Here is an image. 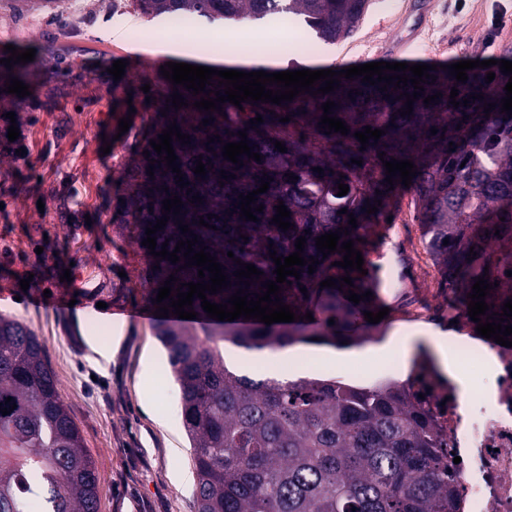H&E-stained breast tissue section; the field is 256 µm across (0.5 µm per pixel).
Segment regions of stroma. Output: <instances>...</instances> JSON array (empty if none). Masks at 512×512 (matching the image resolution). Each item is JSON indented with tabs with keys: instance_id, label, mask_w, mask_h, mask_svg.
<instances>
[{
	"instance_id": "35a3bbf8",
	"label": "stroma",
	"mask_w": 512,
	"mask_h": 512,
	"mask_svg": "<svg viewBox=\"0 0 512 512\" xmlns=\"http://www.w3.org/2000/svg\"><path fill=\"white\" fill-rule=\"evenodd\" d=\"M416 0H369L352 36L333 44L315 38L303 24L289 22L287 50L275 43L229 36L227 29L197 19L191 37L200 65L228 57L274 58L276 68L298 63L311 68L391 61V45L412 34V63L448 65L461 60L512 61V0H432L428 18ZM71 27L58 28L21 0H0V59L5 45L18 50L52 47L64 57L61 70L37 71L30 94L14 114L25 153L0 152V317L33 330L52 369L58 392L78 426L99 473V512H195L193 450L186 435L178 386L156 322L111 319L84 323L61 309H48L22 291L57 287L70 271L68 289L82 284L107 305L131 311L148 306L149 262L136 230L112 215L122 188L119 175L139 147L137 134L153 106L145 85L153 83L167 58L164 42L179 40L166 21H146L133 8L106 12L100 0H79ZM505 24L488 36L495 7ZM126 61L121 79L109 73ZM131 117L128 132L118 121ZM110 154H102L103 145ZM391 323L382 337L337 351L325 359L314 344L288 347L282 357L227 347L226 357L255 379L277 376L349 377L371 385L405 379L406 354L429 355L423 336L447 318V303L411 287L388 296ZM119 340L107 364L94 361L87 341Z\"/></svg>"
}]
</instances>
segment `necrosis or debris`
I'll list each match as a JSON object with an SVG mask.
<instances>
[{
	"instance_id": "obj_1",
	"label": "necrosis or debris",
	"mask_w": 512,
	"mask_h": 512,
	"mask_svg": "<svg viewBox=\"0 0 512 512\" xmlns=\"http://www.w3.org/2000/svg\"><path fill=\"white\" fill-rule=\"evenodd\" d=\"M495 356L491 374L464 387L421 360L402 382L460 458L457 512H512V351L499 348Z\"/></svg>"
}]
</instances>
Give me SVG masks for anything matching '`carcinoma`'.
<instances>
[{"label":"carcinoma","mask_w":512,"mask_h":512,"mask_svg":"<svg viewBox=\"0 0 512 512\" xmlns=\"http://www.w3.org/2000/svg\"><path fill=\"white\" fill-rule=\"evenodd\" d=\"M132 5L149 21L183 13L242 27L295 16L329 44L352 33L368 0H132ZM429 74L436 81L426 80L412 113L404 117L398 113L405 107L402 93H413V86L395 90L389 84L386 98L378 91L383 83H363L359 76L351 81L340 78L333 92L301 94L279 106L252 101L239 109L226 102L223 117L194 108L201 96L157 76L162 93L143 132L141 149L161 166L155 167V179H149L150 158L142 154L122 172L125 203L113 223L134 225L141 242L146 227L163 217L162 200L181 198L180 214L170 215L166 226L154 234L155 250H162L166 242L171 252L178 241L189 238L176 224L183 221L198 236L194 250L208 246L231 281L221 292L206 294L215 304L227 302L239 287L257 293L261 282L276 280L269 252L274 249L276 255L287 257L296 251L295 240L301 236L306 239L303 257L320 261L314 273L305 265L300 278L290 276L292 284H281L283 303L300 317L296 322L266 325L242 317L218 321L207 316L196 297V319H165L157 328L194 448L197 512H456L458 473L445 464L448 450L432 419L405 398L402 385L355 386L317 377L255 380L230 367L224 356L226 343L248 351H275L296 342L342 347L360 340L349 332V325L368 310L366 302L349 301L346 285L340 290L320 286L330 277L354 278L358 271L333 265L344 254L323 255L315 238L348 228L352 213L357 227L340 235V241L352 240L354 248L362 250L359 239L369 225L387 221L393 196L404 188L399 182L387 184L385 160L413 161L417 176L410 187L424 227L425 248L439 267L441 283L453 295L454 309L471 322L467 294L479 277L499 282L485 297L489 310L481 322L502 312L503 303L512 299V276H507L512 271V117L501 112L506 91L476 72L468 73L464 83L448 69ZM454 87L459 103L480 92L484 99L469 98L468 106L455 108L449 99ZM175 91L187 102L179 110L166 102ZM350 91L356 93L352 99ZM438 91V103L424 104ZM328 100L335 102L332 116L346 122L348 134L326 135L318 127L321 105ZM490 103L495 109L487 117ZM258 114L263 122L250 125ZM287 115L290 121L280 122ZM209 117L214 121L201 126ZM172 122L190 135L188 145L172 138L190 194L178 187L164 156L150 146V140L158 139ZM367 125L385 134L369 140L362 151L354 133ZM433 127L438 129L434 135ZM243 129L249 146L263 159L258 163L243 154L244 166L236 168L223 158L222 144L209 145L207 137L218 134L225 142H238L236 132ZM277 140L287 152L275 150ZM359 157L362 165L351 163ZM198 158L209 168L203 180L192 172ZM315 167L324 173L313 171ZM222 170L235 178L219 184ZM287 173L298 179H288ZM267 175L273 181L255 200V205H264L263 212H253L255 222L240 218V209L234 207L239 194L259 188ZM340 182L349 187L341 197ZM164 185L169 190L162 189ZM378 190L382 195L376 194ZM196 192L203 203L192 202ZM279 203L287 206L294 224L286 232L272 223ZM369 204L378 211L366 213ZM343 208L347 213L337 214ZM209 213L215 215L209 220L214 230L196 224ZM244 235L249 240H243ZM142 250L149 266L159 265L148 279L152 303L171 274L184 284L210 280L208 272L198 278L196 266L184 269L182 261L174 264L149 255L145 246ZM229 251L234 257H228ZM237 259L255 265L264 275L249 286L233 284ZM302 287L307 293L300 292ZM308 312L314 321L304 319ZM331 319L335 324H329ZM4 408L9 414H0V512H29L34 502L41 512H98L95 463L59 397L42 345L27 327L1 316L0 409Z\"/></svg>","instance_id":"obj_1"}]
</instances>
